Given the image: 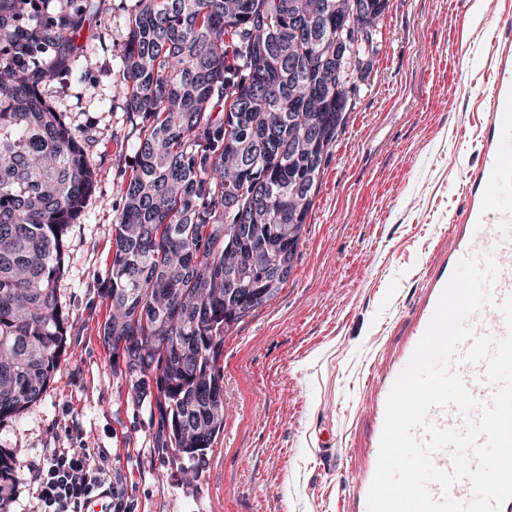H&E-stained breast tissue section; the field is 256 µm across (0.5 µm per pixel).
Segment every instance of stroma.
Instances as JSON below:
<instances>
[{
  "label": "stroma",
  "mask_w": 512,
  "mask_h": 512,
  "mask_svg": "<svg viewBox=\"0 0 512 512\" xmlns=\"http://www.w3.org/2000/svg\"><path fill=\"white\" fill-rule=\"evenodd\" d=\"M510 17L512 0H390L288 281L224 339V431L191 480L187 458L157 445L158 412L128 400L100 336L113 180L133 160L115 83L127 29L120 0H101L78 36L87 80L46 92L92 137L96 183L58 285L66 350L41 401L0 423V448L20 463L11 512H34L33 467L55 448L104 451L136 512H339L371 430L362 379L397 345L425 261L482 161L476 131Z\"/></svg>",
  "instance_id": "1"
}]
</instances>
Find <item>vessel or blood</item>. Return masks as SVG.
<instances>
[{
  "label": "vessel or blood",
  "instance_id": "vessel-or-blood-1",
  "mask_svg": "<svg viewBox=\"0 0 512 512\" xmlns=\"http://www.w3.org/2000/svg\"><path fill=\"white\" fill-rule=\"evenodd\" d=\"M496 52L498 68L492 101L481 132L483 161L468 175L463 189L465 201L444 232L447 246L434 247L428 257L401 345L366 377L367 412L373 426L369 452L351 481L352 512H367V495L376 470L388 394L424 334L439 296L460 259H478L493 253L500 268L492 291L493 302L471 316L469 323L479 333L497 336L504 333L499 305L512 294V37L498 42ZM453 368L476 399L484 404L490 402L493 388L485 379V363L470 364L459 357Z\"/></svg>",
  "mask_w": 512,
  "mask_h": 512
}]
</instances>
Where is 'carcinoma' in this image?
Listing matches in <instances>:
<instances>
[{"label":"carcinoma","mask_w":512,"mask_h":512,"mask_svg":"<svg viewBox=\"0 0 512 512\" xmlns=\"http://www.w3.org/2000/svg\"><path fill=\"white\" fill-rule=\"evenodd\" d=\"M379 0H131L116 81L138 129L116 182L103 344L157 443L201 463L224 430V336L274 299L298 255L322 161L344 130L382 31L336 47ZM95 0H0V422L41 400L64 350L66 240L94 188L87 134L45 97L82 75ZM307 15L314 37L290 28ZM319 93L302 112L292 84ZM313 135L300 139L298 117ZM269 270L258 282L256 270ZM17 467L0 448V512Z\"/></svg>","instance_id":"1"}]
</instances>
